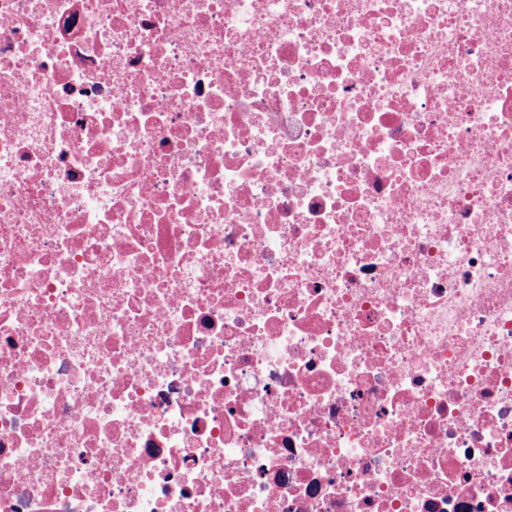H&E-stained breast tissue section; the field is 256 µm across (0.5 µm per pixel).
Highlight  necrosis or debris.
Wrapping results in <instances>:
<instances>
[{"mask_svg": "<svg viewBox=\"0 0 512 512\" xmlns=\"http://www.w3.org/2000/svg\"><path fill=\"white\" fill-rule=\"evenodd\" d=\"M0 512H512V0H0Z\"/></svg>", "mask_w": 512, "mask_h": 512, "instance_id": "necrosis-or-debris-1", "label": "necrosis or debris"}]
</instances>
